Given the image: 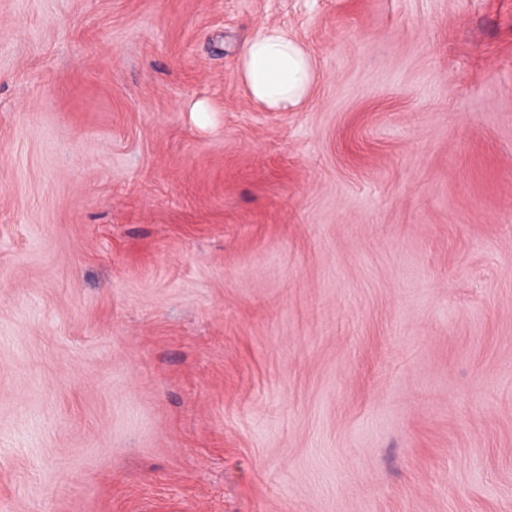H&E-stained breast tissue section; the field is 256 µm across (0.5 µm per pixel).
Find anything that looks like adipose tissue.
<instances>
[{
    "label": "adipose tissue",
    "mask_w": 512,
    "mask_h": 512,
    "mask_svg": "<svg viewBox=\"0 0 512 512\" xmlns=\"http://www.w3.org/2000/svg\"><path fill=\"white\" fill-rule=\"evenodd\" d=\"M238 72L250 98L272 112L302 105L314 81L308 52L278 26L262 27L246 42Z\"/></svg>",
    "instance_id": "obj_1"
}]
</instances>
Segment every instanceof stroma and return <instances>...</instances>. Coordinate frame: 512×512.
Returning <instances> with one entry per match:
<instances>
[{
    "instance_id": "obj_1",
    "label": "stroma",
    "mask_w": 512,
    "mask_h": 512,
    "mask_svg": "<svg viewBox=\"0 0 512 512\" xmlns=\"http://www.w3.org/2000/svg\"><path fill=\"white\" fill-rule=\"evenodd\" d=\"M0 512H512V0H0ZM238 72L250 98L272 112L302 105L314 81L308 52L278 26L262 27L246 42Z\"/></svg>"
}]
</instances>
